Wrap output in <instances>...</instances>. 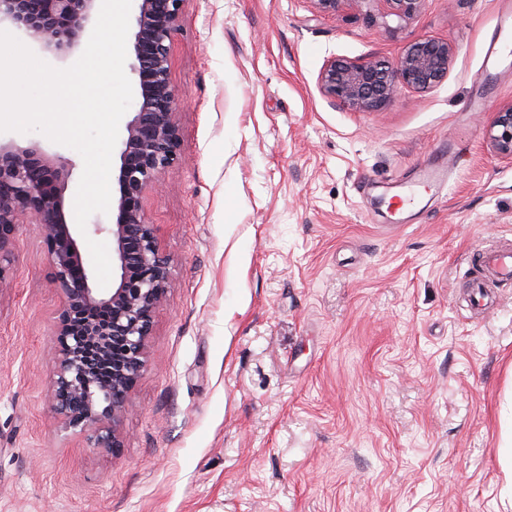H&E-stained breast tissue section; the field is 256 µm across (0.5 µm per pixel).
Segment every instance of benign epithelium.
Here are the masks:
<instances>
[{
  "mask_svg": "<svg viewBox=\"0 0 512 512\" xmlns=\"http://www.w3.org/2000/svg\"><path fill=\"white\" fill-rule=\"evenodd\" d=\"M135 112L120 148L115 222L95 225L112 238L119 275L112 290L96 288L84 260L77 225L67 221L64 194L71 164L35 145L0 142V291L12 286L18 230L31 225L50 258L51 280L62 297L55 324L56 349L50 407L66 431L85 435L89 448L122 447L128 399L144 370L154 313L169 287V260L157 228L144 213L146 190L159 183L180 147L179 94L170 80L171 42L184 0H136ZM316 16L345 8L361 11L375 0H307ZM382 17L413 21L425 0H381ZM101 0H0V29L64 61L90 37ZM453 47L418 38L391 60L330 57L317 87L334 107L378 112L402 90L426 92L448 77ZM492 150L512 158V103L488 129Z\"/></svg>",
  "mask_w": 512,
  "mask_h": 512,
  "instance_id": "obj_1",
  "label": "benign epithelium"
}]
</instances>
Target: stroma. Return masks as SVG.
Here are the masks:
<instances>
[{"mask_svg":"<svg viewBox=\"0 0 512 512\" xmlns=\"http://www.w3.org/2000/svg\"><path fill=\"white\" fill-rule=\"evenodd\" d=\"M512 0L314 17L306 0H185L171 43L182 142L143 208L170 260L118 454L63 431L48 395L61 299L30 227L0 294V512H512V282L474 311L485 250L512 246ZM450 42L448 77L344 112L324 60ZM35 144L83 172L75 150ZM413 207L393 195L423 173ZM487 134L496 154L512 158V103L498 110Z\"/></svg>","mask_w":512,"mask_h":512,"instance_id":"1","label":"stroma"}]
</instances>
